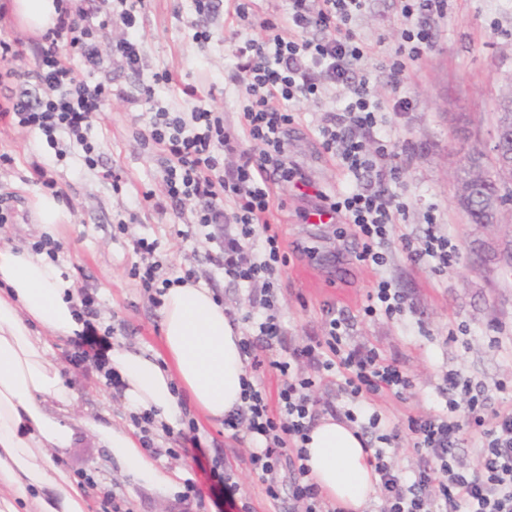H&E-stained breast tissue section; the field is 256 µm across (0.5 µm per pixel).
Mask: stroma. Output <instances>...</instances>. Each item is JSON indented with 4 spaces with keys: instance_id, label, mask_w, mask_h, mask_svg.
Listing matches in <instances>:
<instances>
[{
    "instance_id": "stroma-1",
    "label": "stroma",
    "mask_w": 512,
    "mask_h": 512,
    "mask_svg": "<svg viewBox=\"0 0 512 512\" xmlns=\"http://www.w3.org/2000/svg\"><path fill=\"white\" fill-rule=\"evenodd\" d=\"M399 0H369L356 28L381 54L393 51L402 23ZM230 4L222 0L206 26L208 41L195 40L188 25L194 16L193 0H145L138 38L141 70L133 76L112 72V86L124 91V99L109 100L98 113L89 133L101 161L117 165L125 173L119 187L102 180L88 167L80 150L56 160L54 151L38 134L0 123V154L13 157L11 168L0 170V206L15 219L0 224V246L27 247L41 234L30 221L25 202L39 190L32 182L29 164L49 161L53 177L62 184L73 221L62 225L55 239L61 244L59 263L76 289L91 294L96 303L93 347L98 362L73 363L74 340L60 337L54 353L67 383L77 394L75 414H89L99 421L133 429L131 412L120 388L114 387L101 364L111 350L150 348L161 350V308L150 299L133 274L141 264L133 243L140 237L157 240L154 255L165 278L194 270L200 285L209 288L230 317L240 320L242 334L251 327L243 317L250 309L249 290L225 280L205 259L213 244L205 231L190 222L189 215L156 213L143 200L145 192L162 195L164 171L156 155L144 145L154 112L191 111L194 102L180 92L191 85L212 93V103L223 111L224 124L240 129L242 93L234 84L237 60L223 36L231 18ZM435 48L412 72L405 90L413 99L407 112L382 113L383 131L407 148L399 175L405 186L407 212L401 230L420 238L424 216L433 212L440 234L448 236L458 251V264L443 273L428 263L412 264L398 240H391L389 261L376 268L358 258L359 248L347 224H309L300 214L313 206L292 187L282 184L275 194L280 204L270 221L279 232L286 266L278 274L277 299L286 328L284 344L294 347L307 337L321 335L324 305L335 306L351 319V343L376 346L412 375L413 394L402 402L391 396L371 399L374 410L391 423L405 422L407 415L424 414L439 401L436 386L449 370H459L472 381L483 383L492 403L512 400L494 383L512 378V353L488 349L494 334L512 337V211L501 223L472 224L455 204L454 166L461 147L479 143L484 151L493 144L499 95L512 78V0H451L448 15L434 32ZM169 70L172 85L154 84L153 75ZM337 109L335 96L309 102L288 128V156L318 187L334 192L353 184L354 178L323 151L318 129L328 113ZM137 221H130V213ZM410 297L415 314L386 318L366 316L368 295L379 278ZM195 425L203 447L223 456L240 484V496L253 512H288L272 505L258 475L249 463L251 440L237 441L223 424L205 420L186 407L176 429ZM158 467L180 470L195 479L204 507L182 499V488L160 492L138 485L131 475L109 469L107 452L88 433H80L61 465L75 482L95 478L113 495V503L91 497L92 512H111L120 504L123 512H232L221 487L191 459L163 455Z\"/></svg>"
}]
</instances>
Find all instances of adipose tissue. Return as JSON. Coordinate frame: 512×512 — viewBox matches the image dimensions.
Instances as JSON below:
<instances>
[{
  "label": "adipose tissue",
  "instance_id": "1",
  "mask_svg": "<svg viewBox=\"0 0 512 512\" xmlns=\"http://www.w3.org/2000/svg\"><path fill=\"white\" fill-rule=\"evenodd\" d=\"M56 17L55 0H6L0 7V21L28 35L44 34ZM27 207L49 234L72 219L49 194L29 197ZM161 314L164 352L116 350L109 358L127 407L171 423L184 399L211 420L242 406V336L210 290L190 282L172 286ZM82 328L75 286L62 268L46 255L1 246L0 512H90L83 491L54 463L82 429L139 483L160 490L177 485L178 471L157 467L126 429L89 415L71 417L77 396L53 360L51 340ZM309 437L307 465L324 497L346 512H361L377 476L356 429L327 415Z\"/></svg>",
  "mask_w": 512,
  "mask_h": 512
}]
</instances>
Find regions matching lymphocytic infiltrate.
<instances>
[{"label": "lymphocytic infiltrate", "instance_id": "obj_1", "mask_svg": "<svg viewBox=\"0 0 512 512\" xmlns=\"http://www.w3.org/2000/svg\"><path fill=\"white\" fill-rule=\"evenodd\" d=\"M252 0H233L236 27L226 38L239 64L234 76L246 98L241 121L243 137L224 125V114L200 104L197 88H185L194 105L189 114L157 109L144 139L164 165V196L159 211L190 212L192 221L208 231L216 247L209 263L225 278L246 284L252 307L246 320L252 332L241 350L251 371L263 356L285 375L276 403L252 381L243 383L244 406L224 418L225 429L244 432L255 443L250 464L271 501H279L277 473L281 462L292 468V499L303 512H344L329 506L309 478L305 443L322 399L320 386L333 384L345 395V418L373 433L367 441L368 462L378 477L379 512H512V403L491 405L461 371L446 372L438 394L442 408L411 416L406 426L386 422L379 413L360 420L355 408L370 397L391 395L407 400L414 382L396 360L377 347L351 344L349 322L327 306L321 335L289 349L276 359L286 330L276 304L277 276L287 262L270 216L273 187L294 183L318 201L317 211L343 217L361 242L359 259L376 267L388 261L407 204L392 185L399 179L401 154L390 135L378 133V114L407 111L408 97L399 93L413 66L433 48L434 30L448 12V0H400L405 26L386 66L394 95L383 102L370 88L363 68L377 54L354 28L367 0H287L285 14H251ZM144 0H58L53 28L38 41L35 69L20 70L19 41L0 39V120L22 130L37 131L63 157V142L79 145L87 165H99L96 145L89 140L93 118L112 98L111 85L92 82L88 73L116 61L129 71L141 62L137 23ZM120 23L124 35L102 53L100 36ZM78 56L80 67L68 64ZM344 92L341 113L327 116L319 129L321 145L355 179L354 186L329 194L316 188L288 161L287 128L305 102ZM233 158L225 167V158ZM420 244L402 238L413 263L431 260L441 273L457 262L449 238L433 229L434 215ZM222 234H215V227ZM472 435L476 459H460L464 435ZM411 439L417 462L404 475L390 451Z\"/></svg>", "mask_w": 512, "mask_h": 512}]
</instances>
